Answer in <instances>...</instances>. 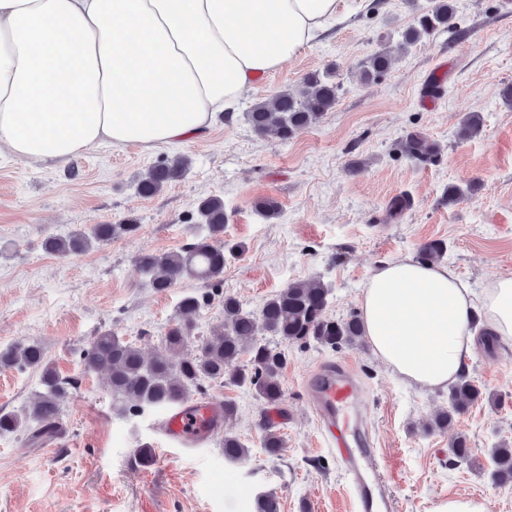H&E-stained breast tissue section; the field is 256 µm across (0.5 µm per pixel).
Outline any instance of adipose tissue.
<instances>
[{
  "label": "adipose tissue",
  "mask_w": 512,
  "mask_h": 512,
  "mask_svg": "<svg viewBox=\"0 0 512 512\" xmlns=\"http://www.w3.org/2000/svg\"><path fill=\"white\" fill-rule=\"evenodd\" d=\"M339 0H0V153L68 163L95 146L188 143L243 91L337 24ZM512 340V276L482 293L445 264L382 263L362 292L378 357L424 387L453 382L474 313Z\"/></svg>",
  "instance_id": "obj_1"
}]
</instances>
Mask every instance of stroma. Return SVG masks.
Segmentation results:
<instances>
[{
  "label": "stroma",
  "instance_id": "obj_1",
  "mask_svg": "<svg viewBox=\"0 0 512 512\" xmlns=\"http://www.w3.org/2000/svg\"><path fill=\"white\" fill-rule=\"evenodd\" d=\"M427 0H339L341 23L242 95L232 117L200 140L160 149L99 147L64 166L0 156V349L41 343L48 360L77 388L66 402L62 431L44 444L25 434L0 437V512H256L274 494L280 512H352L351 490L322 429L306 384L322 366L352 367L362 391L363 422L391 481L398 512H431L436 501L486 499L489 512H512V483L490 472L491 449L512 448V343L478 347L466 376L487 394L460 415L451 433L425 431L447 407L449 391L408 382L374 354L368 340L353 345H285L284 399L267 406L246 389L205 386V400L234 402L222 429L249 448L246 460H225L218 441L193 454L159 439L160 410L118 414L107 379L85 372L84 351L109 330L146 352L160 349L182 295L210 292L196 335L208 336L225 296L255 311L289 283L319 278L332 295L330 316L359 313L363 288L381 262L416 255L431 239L448 245L447 262L472 288L512 273V105L500 90L512 84V8L506 0H457L456 33L439 32L409 48L401 33ZM396 57L392 69L363 81L362 62L378 50ZM332 69L339 86L321 120L282 142L257 134L250 107L299 85L308 73ZM466 112L484 126L457 136ZM417 132L437 141L435 162L416 164L398 150ZM184 156L182 180L144 197L135 185L149 168ZM451 183L471 195L444 200ZM223 199L225 241L239 245L218 289L186 279L168 292L143 285L134 266L142 252L180 249L189 239L200 198ZM412 205L398 212L395 199ZM261 197L278 201L277 218L258 214ZM134 220L138 229L88 251L58 256L43 248L51 235ZM39 373L0 368V408L33 401ZM285 441L266 454L263 422ZM467 438L459 460L451 435ZM148 442L157 461L130 465Z\"/></svg>",
  "mask_w": 512,
  "mask_h": 512
}]
</instances>
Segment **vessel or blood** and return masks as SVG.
Here are the masks:
<instances>
[{
	"label": "vessel or blood",
	"mask_w": 512,
	"mask_h": 512,
	"mask_svg": "<svg viewBox=\"0 0 512 512\" xmlns=\"http://www.w3.org/2000/svg\"><path fill=\"white\" fill-rule=\"evenodd\" d=\"M307 390L327 439L340 452L344 473L354 488L356 512H396L397 505L386 491V470L360 418V388L349 369L325 367L309 379ZM223 420L220 402L178 405L162 414L158 432L168 447L187 454L208 443Z\"/></svg>",
	"instance_id": "1"
}]
</instances>
